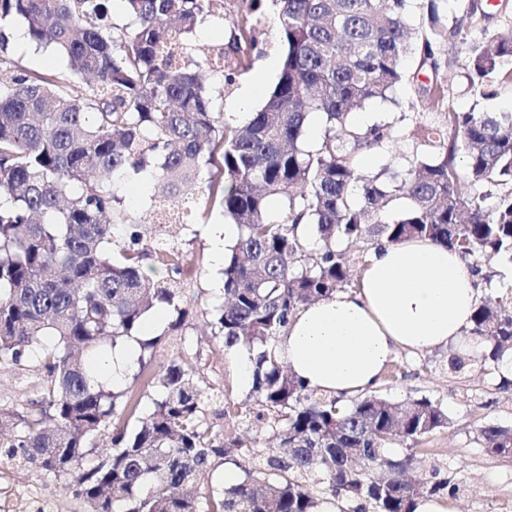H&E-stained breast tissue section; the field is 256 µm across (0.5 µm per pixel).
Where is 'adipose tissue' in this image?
Wrapping results in <instances>:
<instances>
[{
  "mask_svg": "<svg viewBox=\"0 0 512 512\" xmlns=\"http://www.w3.org/2000/svg\"><path fill=\"white\" fill-rule=\"evenodd\" d=\"M476 277L453 250L423 239L373 248L353 291L300 310L279 358L310 386L352 397L376 386L399 350L468 345Z\"/></svg>",
  "mask_w": 512,
  "mask_h": 512,
  "instance_id": "obj_1",
  "label": "adipose tissue"
}]
</instances>
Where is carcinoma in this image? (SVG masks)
Returning <instances> with one entry per match:
<instances>
[{
	"mask_svg": "<svg viewBox=\"0 0 512 512\" xmlns=\"http://www.w3.org/2000/svg\"><path fill=\"white\" fill-rule=\"evenodd\" d=\"M266 1L277 10L279 72L239 124L215 108L251 68L260 32L238 19L204 57L192 42L204 24L224 25V0H0V29L20 20L36 48L65 60L52 73L22 69L0 35V363L38 354L47 371L41 400L1 410L0 423L12 426L6 455L71 478L88 512H313L323 497L346 499L348 512H412L418 497L460 491L436 471L410 479L421 459L391 453L446 426L441 405L311 388L276 345L297 311L342 291L382 242L452 247L478 276L484 256L512 259V112H457L439 77L442 43L489 13L467 2L450 26V0H423L414 27L409 0H238L237 11ZM466 55L471 86L512 85V36L484 27ZM423 71L426 84L415 81ZM410 81L437 120L416 119L406 167L358 173L394 126L356 125L351 111L399 105ZM315 116L322 131L310 144ZM133 178L147 179L158 223L124 205L116 186ZM201 206L220 207L239 230L208 326L225 347H246L248 398L271 448L208 425L198 351L148 376L163 338L138 340L132 379L159 389L147 412L134 387L90 365L160 307L182 326L193 264L160 221ZM147 259L162 278L144 273ZM470 334L486 351L458 354L452 368L489 375L512 348V297L480 304ZM109 424L111 449L97 452ZM479 436L512 459V428L488 424ZM218 460L240 470L236 482L201 499L179 492Z\"/></svg>",
	"mask_w": 512,
	"mask_h": 512,
	"instance_id": "carcinoma-1",
	"label": "carcinoma"
}]
</instances>
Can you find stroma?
Segmentation results:
<instances>
[{
    "label": "stroma",
    "instance_id": "35a3bbf8",
    "mask_svg": "<svg viewBox=\"0 0 512 512\" xmlns=\"http://www.w3.org/2000/svg\"><path fill=\"white\" fill-rule=\"evenodd\" d=\"M249 21L261 33L252 68L224 90V116L240 122L246 118L245 108L255 109L262 104L265 88L272 86L278 74L281 56L275 39L277 24L273 8H266L262 15L250 16ZM441 58V74L448 81V97L456 111H512V86L499 87L496 96L490 99L471 89L460 39L444 44ZM259 72L265 75L262 90L253 92L249 105H242L244 86ZM397 96L401 108L368 104L353 112L354 118L368 121L388 115L395 127V137L384 154H364V169L371 170L384 163L403 164L416 147L408 106L413 91L404 85L398 89ZM223 221V215L215 210L205 223L197 225L195 233L183 230L174 235L175 242L188 252L199 269L184 289L192 302L186 308L183 327L176 331L164 325L159 328L166 345L155 363L163 365L190 351L192 345H200L211 387L222 389L226 396L248 409L252 403L239 379L236 350L225 348L221 339L204 333L205 314L220 297L219 289L214 286L219 274L210 259L208 240L212 228ZM482 264L484 277L479 282L482 300L495 302L511 294L512 259L497 255L483 259ZM454 353L451 347L417 354L397 351L374 392L395 402L425 396L446 409L447 426L428 435L419 444L418 455L426 467L439 469L442 476L460 485L456 500L458 512H512V460L492 456L478 440L484 425L512 427V390H500L497 379L467 369L452 371L448 361ZM46 385V372L38 358H28L18 366L0 365V410L27 407L42 395ZM0 512H85V508L74 497L68 478L47 473L31 462L7 458L0 448Z\"/></svg>",
    "mask_w": 512,
    "mask_h": 512
}]
</instances>
